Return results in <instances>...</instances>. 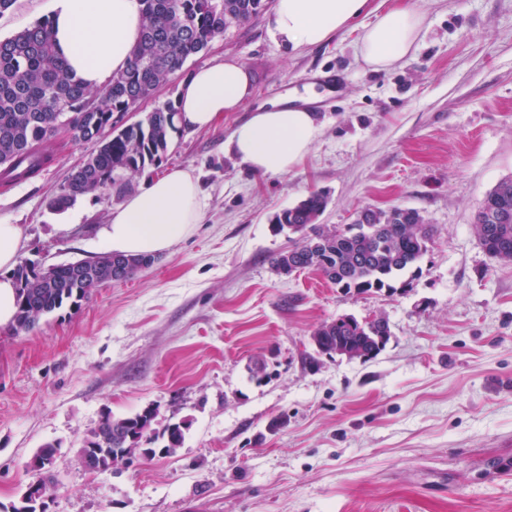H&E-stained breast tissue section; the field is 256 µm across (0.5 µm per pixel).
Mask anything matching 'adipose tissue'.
Listing matches in <instances>:
<instances>
[{
    "mask_svg": "<svg viewBox=\"0 0 512 512\" xmlns=\"http://www.w3.org/2000/svg\"><path fill=\"white\" fill-rule=\"evenodd\" d=\"M55 43L74 75L92 90L126 68L143 25L138 0H48ZM373 14L362 24L365 14ZM425 12L411 0L371 8L369 0H275L265 16L271 38L295 52L358 31L357 58L375 72L410 58L418 47ZM253 95L250 76L234 57L203 65L180 85L177 123L190 131L215 126L224 113L240 111ZM320 128L306 104L285 101L257 108L233 129L229 144L239 160L263 174H285L308 155ZM203 205L197 178L173 168L125 193L103 225L100 238L117 254H149L171 249L195 224ZM22 229L0 223V328L9 329L16 290Z\"/></svg>",
    "mask_w": 512,
    "mask_h": 512,
    "instance_id": "ef3b65f1",
    "label": "adipose tissue"
}]
</instances>
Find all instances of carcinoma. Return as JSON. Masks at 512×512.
Here are the masks:
<instances>
[{
    "instance_id": "1",
    "label": "carcinoma",
    "mask_w": 512,
    "mask_h": 512,
    "mask_svg": "<svg viewBox=\"0 0 512 512\" xmlns=\"http://www.w3.org/2000/svg\"><path fill=\"white\" fill-rule=\"evenodd\" d=\"M145 26L132 50L127 67L112 76L99 92L91 91L68 71L51 36V21L44 18L15 34L0 39V182L15 184L38 176L51 163L41 145L54 139L58 122L66 120L74 141H96L89 154L71 174L48 208L56 211L83 195L112 192L119 196L135 186L133 178L145 169L159 166L166 158L173 137L185 130L177 127L173 101L150 111L144 104L157 88L183 69L192 57L207 50L231 27L254 22L265 0H139ZM139 119L126 122V114ZM509 186L503 192V186ZM492 203L494 219L475 225V233L493 259H512V178L499 182L484 203ZM326 206L324 196L311 193L297 206L281 211L275 224L282 231L294 227L312 235L292 249L271 258L279 273L312 269L336 287L350 291L393 289L392 281L411 271L427 251L433 237L431 225L419 211L398 206L367 208L357 220L338 232L322 230L316 220ZM155 260L151 255H113L112 265L58 264L40 269L20 261L12 271L17 288V312L12 331L30 330L41 318L67 311L76 314L98 288L135 276ZM390 335L389 325H376L361 333L343 325H321L312 335L326 352L336 349V337L350 336L357 349L377 348L375 337ZM157 409L147 407L123 418L107 411L84 438L91 442L104 435L107 444L85 445L78 455L95 461V471L119 465L117 453L126 448L138 452L132 436L151 435L162 446L147 448V458L169 456L180 448L189 428L183 419L158 431ZM37 498L25 489L12 512H37Z\"/></svg>"
}]
</instances>
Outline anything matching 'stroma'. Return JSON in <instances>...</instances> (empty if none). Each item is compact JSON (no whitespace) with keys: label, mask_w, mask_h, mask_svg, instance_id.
Instances as JSON below:
<instances>
[{"label":"stroma","mask_w":512,"mask_h":512,"mask_svg":"<svg viewBox=\"0 0 512 512\" xmlns=\"http://www.w3.org/2000/svg\"><path fill=\"white\" fill-rule=\"evenodd\" d=\"M417 53L373 72L354 34L300 53L263 20L231 28L149 100L175 99L196 68L232 56L254 94L214 128L174 140L163 169L197 177L200 224L132 279L72 316L0 331V512L55 444L49 512H512V261L474 231L486 194L512 178V0H428ZM322 90L321 132L292 172H252L234 127L259 106ZM39 176L0 186V223L23 229L20 258L104 253L116 198L48 208L92 142L53 140ZM314 191L320 224L413 208L435 235L393 290L345 292L311 270L271 266L296 237L273 218ZM384 315L369 361L315 355L320 324ZM264 360L267 375L251 378ZM157 427L190 419L177 453L88 473L77 451L103 411L146 406Z\"/></svg>","instance_id":"1"}]
</instances>
